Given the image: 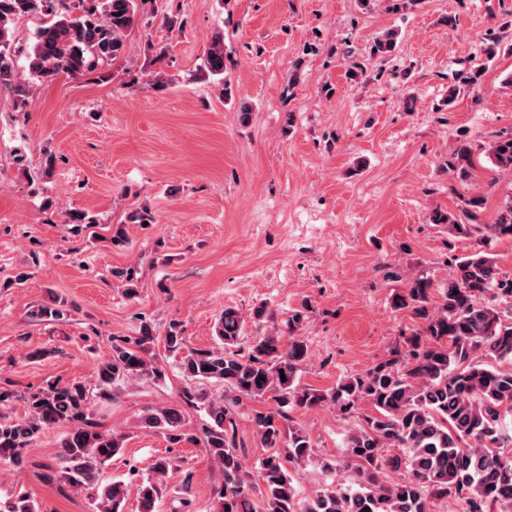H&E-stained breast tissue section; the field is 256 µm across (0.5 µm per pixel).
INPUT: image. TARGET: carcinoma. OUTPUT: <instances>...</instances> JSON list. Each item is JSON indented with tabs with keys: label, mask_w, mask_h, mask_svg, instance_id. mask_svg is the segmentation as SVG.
<instances>
[{
	"label": "carcinoma",
	"mask_w": 512,
	"mask_h": 512,
	"mask_svg": "<svg viewBox=\"0 0 512 512\" xmlns=\"http://www.w3.org/2000/svg\"><path fill=\"white\" fill-rule=\"evenodd\" d=\"M143 0H0V92L14 93L27 103L29 81H55L79 76L125 57L124 37L134 26ZM46 18L26 46L16 43L12 24L19 16ZM397 46L393 30L372 47L381 59ZM24 54L29 79L15 66ZM210 74H224V40L215 38L206 55ZM492 170L512 174V134L487 149ZM472 151L460 146L448 169L460 179L471 176ZM459 212L437 211L433 222L444 224L454 238H472L473 251L454 258L448 281L433 287L422 272L392 299L396 309L409 308L419 324L404 340L396 357L383 360L363 374L322 391L299 385L298 372L309 359L308 344L289 335L252 338L247 352L246 320L227 307L215 333L218 345L188 348L177 324L158 338L150 324L136 336L115 337L109 358L96 372L95 393L81 381H54L27 396L29 414L0 421V462L18 470L33 468L23 450L46 429L67 424L55 466L43 465L38 476L60 490L94 491L96 512H126L129 485L103 483L99 473L123 447V437L99 430L91 398L110 401L126 382L152 380L159 370L151 352L157 342L175 358L191 383L214 382L238 396L276 405L254 411L252 422L269 453L261 459L263 512H432L435 499L456 495L467 512H512V431L503 426L512 415V273L501 270L488 251L494 241L512 240V194L506 196L492 224L480 222L485 199L462 200ZM65 301L53 297L36 306V321H58ZM285 377H280V374ZM187 401H202L206 423L200 436L181 432L183 414L166 407L147 414L146 427L162 432L173 445L192 442L220 463L224 487L213 512H253L244 461L236 449L237 424L224 407V397L208 399L186 391ZM332 405L347 413L360 406V422L347 442L348 456L358 463V489L327 487L300 498L285 462L299 466L313 458L310 438L299 428H284L290 409ZM397 452H392V449ZM172 463L157 458L151 474L135 484L138 512H153L162 498ZM0 512H35L25 496L0 503Z\"/></svg>",
	"instance_id": "1"
}]
</instances>
